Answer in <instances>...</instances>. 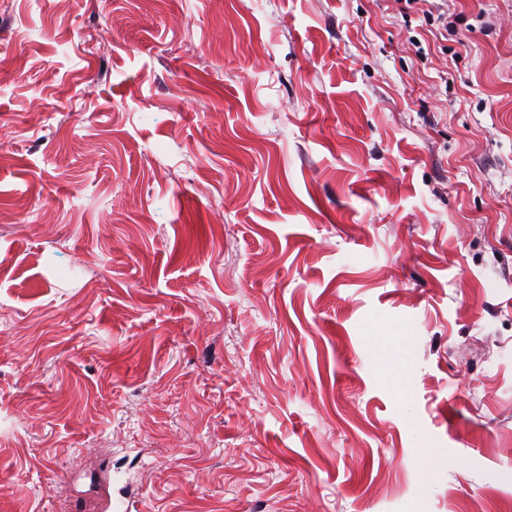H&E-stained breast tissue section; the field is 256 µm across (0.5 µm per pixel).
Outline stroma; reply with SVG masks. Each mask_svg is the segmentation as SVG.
<instances>
[{
    "label": "stroma",
    "mask_w": 512,
    "mask_h": 512,
    "mask_svg": "<svg viewBox=\"0 0 512 512\" xmlns=\"http://www.w3.org/2000/svg\"><path fill=\"white\" fill-rule=\"evenodd\" d=\"M0 0V512H512V0Z\"/></svg>",
    "instance_id": "1"
}]
</instances>
